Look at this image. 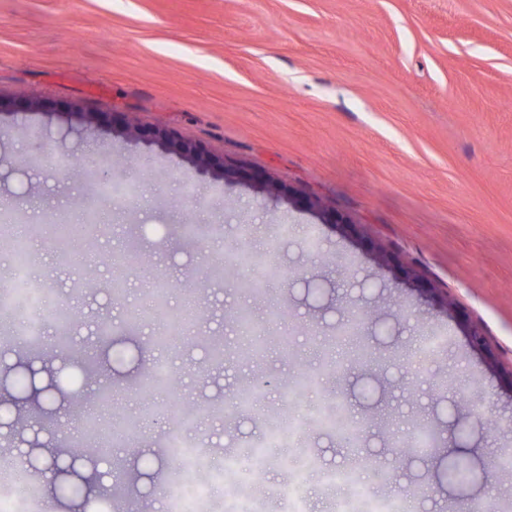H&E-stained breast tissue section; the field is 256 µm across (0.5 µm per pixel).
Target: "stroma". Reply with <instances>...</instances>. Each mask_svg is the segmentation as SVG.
Instances as JSON below:
<instances>
[{"mask_svg": "<svg viewBox=\"0 0 512 512\" xmlns=\"http://www.w3.org/2000/svg\"><path fill=\"white\" fill-rule=\"evenodd\" d=\"M73 109L131 113L142 135L72 124ZM156 130L239 178L198 174L151 142ZM66 149L81 168L30 161ZM97 162L137 184V197L95 196L110 232L43 244L48 260L33 274L73 313L72 347L101 364L92 372L25 346L0 356V448H28L52 512H133L164 495L165 434L137 397L159 357L184 402L222 408L193 428L211 461L191 476L207 512L257 502L262 512H389L422 483L432 491L415 512L512 505V466L486 477L512 449V0H0V204L19 224L58 210L85 223ZM185 223L223 232L186 245L175 236ZM244 225L268 228L256 250L278 277L209 278ZM131 248L176 281L173 313L193 297V344L155 357L143 348L152 323L126 335L130 309L154 286L125 271V301L114 302L110 256ZM245 278L261 279L260 291L239 288ZM239 309L260 327L264 354L242 338ZM473 325L485 350L470 344ZM214 340L229 350L219 363ZM304 374L313 383L293 398L286 386ZM270 376L278 384L257 408L228 407ZM476 387L487 398L478 413L459 404ZM106 391L105 419L142 426L102 458L69 407ZM331 407L364 420L352 446L313 427L267 445L271 414L295 421ZM63 437L81 445L76 460L52 455ZM356 455L367 468L325 483ZM459 459L470 478L449 483ZM216 467L223 483L211 479Z\"/></svg>", "mask_w": 512, "mask_h": 512, "instance_id": "35a3bbf8", "label": "stroma"}]
</instances>
